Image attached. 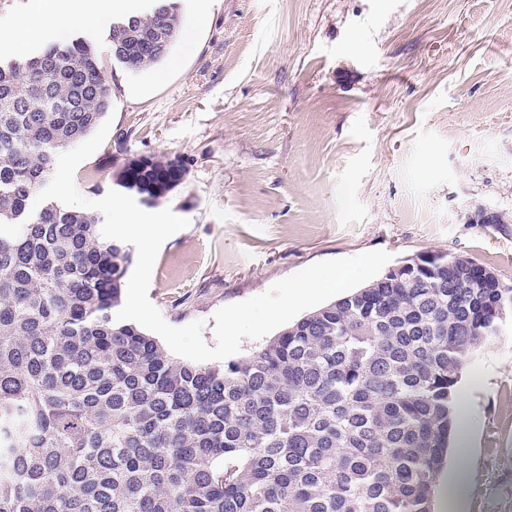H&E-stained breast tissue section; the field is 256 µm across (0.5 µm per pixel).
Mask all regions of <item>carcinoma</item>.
I'll return each mask as SVG.
<instances>
[{
    "instance_id": "1",
    "label": "carcinoma",
    "mask_w": 512,
    "mask_h": 512,
    "mask_svg": "<svg viewBox=\"0 0 512 512\" xmlns=\"http://www.w3.org/2000/svg\"><path fill=\"white\" fill-rule=\"evenodd\" d=\"M112 19V57L167 60L169 0ZM74 34L0 59V512H433L460 371L512 288L452 253L403 266L222 367L173 359L113 319L132 248L56 200L57 156L110 111ZM141 156L113 174L149 204L184 180Z\"/></svg>"
}]
</instances>
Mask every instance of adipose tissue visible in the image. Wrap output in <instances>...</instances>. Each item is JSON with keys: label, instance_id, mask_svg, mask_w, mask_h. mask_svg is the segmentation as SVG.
<instances>
[{"label": "adipose tissue", "instance_id": "obj_1", "mask_svg": "<svg viewBox=\"0 0 512 512\" xmlns=\"http://www.w3.org/2000/svg\"><path fill=\"white\" fill-rule=\"evenodd\" d=\"M124 0H33L29 11L13 26L0 30V48L23 58L31 40L43 30H52L57 40H66L72 27L95 29L108 14L122 9ZM457 417L453 429L458 468L441 483L443 512H463L469 489L468 458L472 445V429L466 400L456 403Z\"/></svg>", "mask_w": 512, "mask_h": 512}]
</instances>
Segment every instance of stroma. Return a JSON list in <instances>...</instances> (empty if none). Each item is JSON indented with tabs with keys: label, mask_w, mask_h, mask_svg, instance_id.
<instances>
[{
	"label": "stroma",
	"mask_w": 512,
	"mask_h": 512,
	"mask_svg": "<svg viewBox=\"0 0 512 512\" xmlns=\"http://www.w3.org/2000/svg\"><path fill=\"white\" fill-rule=\"evenodd\" d=\"M168 61L104 58L113 121L77 168L86 199L131 156L178 160L188 224L150 301L173 326L323 260L450 252L512 286V0H179ZM163 73L155 81V73ZM502 223L479 224L478 210ZM476 449L466 512H512V315L457 385Z\"/></svg>",
	"instance_id": "stroma-1"
}]
</instances>
